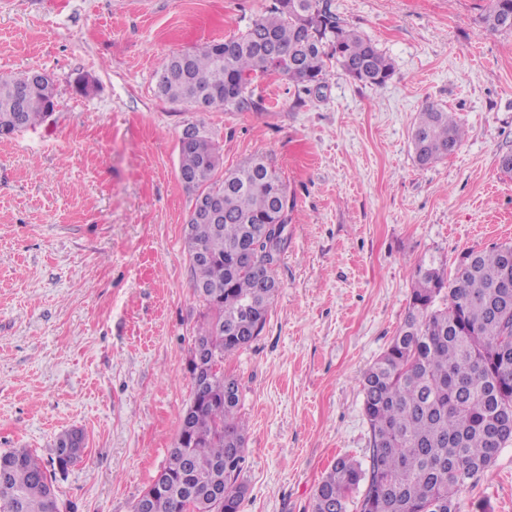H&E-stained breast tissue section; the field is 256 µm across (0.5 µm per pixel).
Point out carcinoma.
Segmentation results:
<instances>
[{
    "mask_svg": "<svg viewBox=\"0 0 512 512\" xmlns=\"http://www.w3.org/2000/svg\"><path fill=\"white\" fill-rule=\"evenodd\" d=\"M491 32L512 31V0H490L482 18ZM334 60L355 80L380 87L394 65L376 44L346 25L330 0H273L248 29L222 42L168 57L157 72L165 100L205 111L251 106L250 85L281 76L309 93ZM25 74L0 75V137L41 125L55 108L52 79L22 97ZM179 141L178 176L195 197H215L218 216L185 232L193 293L208 310L188 372L193 400L161 485L133 512H240L245 486V430L236 379L224 358L263 331L280 289V243L271 224L288 226V186L263 156L220 173L219 148L204 125ZM465 136L456 116L434 104L418 113L411 133L417 163L453 154ZM504 243L472 250L470 266L453 276L431 260L418 265L402 326L363 374V410L370 429L369 467L341 458L318 486L312 512H347L362 490L359 512H456V500L492 465L511 436L494 432L512 415V268ZM83 447L77 430L60 434L50 465L26 450L0 453V512H54L53 467L64 472Z\"/></svg>",
    "mask_w": 512,
    "mask_h": 512,
    "instance_id": "1",
    "label": "carcinoma"
}]
</instances>
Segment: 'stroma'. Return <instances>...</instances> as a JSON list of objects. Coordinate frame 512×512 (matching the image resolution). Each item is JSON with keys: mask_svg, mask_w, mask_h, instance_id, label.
Wrapping results in <instances>:
<instances>
[{"mask_svg": "<svg viewBox=\"0 0 512 512\" xmlns=\"http://www.w3.org/2000/svg\"><path fill=\"white\" fill-rule=\"evenodd\" d=\"M271 0H0V74L51 75L56 107L0 139V452L84 447L60 512H131L192 400L208 311L184 225L178 140L203 124L230 171L262 154L294 199L264 330L224 361L246 427L241 512H311L337 458L369 461L362 373L402 324L421 262L512 242V32L488 0H333L394 64L371 87L330 65L300 97L275 76L253 108L199 112L157 94L171 54L244 32ZM90 82L76 90L77 78ZM454 112L459 149L419 166L423 106ZM457 512H512V443ZM482 22L491 32L512 31V0H490Z\"/></svg>", "mask_w": 512, "mask_h": 512, "instance_id": "stroma-1", "label": "stroma"}]
</instances>
